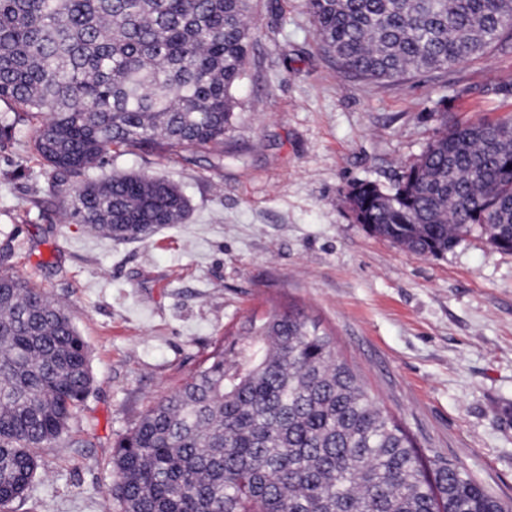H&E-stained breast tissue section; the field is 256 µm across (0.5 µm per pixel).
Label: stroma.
I'll return each mask as SVG.
<instances>
[{"label": "stroma", "mask_w": 512, "mask_h": 512, "mask_svg": "<svg viewBox=\"0 0 512 512\" xmlns=\"http://www.w3.org/2000/svg\"><path fill=\"white\" fill-rule=\"evenodd\" d=\"M252 42L224 154L109 153L87 177L165 176L186 223L134 241L68 223L64 187L0 141V266L59 303L90 353L92 388L38 452L10 512H104L115 442L240 324L293 303L426 452L512 499V253L472 236L445 255L357 224L351 185L391 188L441 116L512 113V49L393 83L319 49L305 0H252Z\"/></svg>", "instance_id": "35a3bbf8"}]
</instances>
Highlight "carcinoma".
Listing matches in <instances>:
<instances>
[{
    "label": "carcinoma",
    "mask_w": 512,
    "mask_h": 512,
    "mask_svg": "<svg viewBox=\"0 0 512 512\" xmlns=\"http://www.w3.org/2000/svg\"><path fill=\"white\" fill-rule=\"evenodd\" d=\"M345 70L395 82L512 39V0H306ZM248 0H0V137L67 182L113 150L224 147L245 75ZM370 233L442 256L474 232L512 252V114L448 122L396 184L347 193ZM66 218L109 239L182 224L168 180L70 185ZM92 386L89 349L43 289L0 271V508ZM120 512H512L375 402L333 336L294 304L253 316L112 452Z\"/></svg>",
    "instance_id": "carcinoma-1"
}]
</instances>
